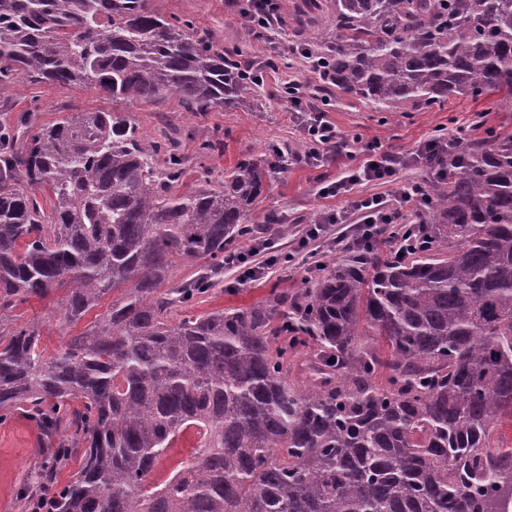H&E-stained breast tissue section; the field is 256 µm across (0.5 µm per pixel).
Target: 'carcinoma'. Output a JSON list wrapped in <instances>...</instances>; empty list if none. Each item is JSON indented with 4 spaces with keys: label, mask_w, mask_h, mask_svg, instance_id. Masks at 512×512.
<instances>
[{
    "label": "carcinoma",
    "mask_w": 512,
    "mask_h": 512,
    "mask_svg": "<svg viewBox=\"0 0 512 512\" xmlns=\"http://www.w3.org/2000/svg\"><path fill=\"white\" fill-rule=\"evenodd\" d=\"M289 19L320 79L380 111L512 105V0H303ZM92 85L110 112L0 134V310L64 291L49 357L35 323L0 336V420L22 406L77 456L56 512H505L512 446V133L456 140L427 186L430 245H354L296 292L169 312L224 273V250L280 161L244 155L177 194L180 143L143 148L123 108L242 107L236 61L151 0H0V89ZM50 191L44 213L29 190ZM212 265L167 288L173 258ZM194 453L150 486L180 435Z\"/></svg>",
    "instance_id": "carcinoma-1"
}]
</instances>
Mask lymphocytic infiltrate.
Wrapping results in <instances>:
<instances>
[{"label": "lymphocytic infiltrate", "instance_id": "lymphocytic-infiltrate-1", "mask_svg": "<svg viewBox=\"0 0 512 512\" xmlns=\"http://www.w3.org/2000/svg\"><path fill=\"white\" fill-rule=\"evenodd\" d=\"M248 9L244 15L248 32L276 46L279 32L275 19L279 13L280 0H246ZM363 162L320 190L326 198L347 197V204L338 210L321 213L307 225L299 239L300 245L320 239L333 225H353L357 243L370 247H385L392 254L402 252L405 244L421 245L425 242L426 227L418 220V213L427 205L426 186L415 181H400L398 169L390 158L381 153L378 145L363 148ZM380 182L394 185L391 197L379 195L350 197L353 184ZM275 257H261L258 247L247 250H232L224 255L225 269L236 272L240 281H255L263 278L276 265Z\"/></svg>", "mask_w": 512, "mask_h": 512}]
</instances>
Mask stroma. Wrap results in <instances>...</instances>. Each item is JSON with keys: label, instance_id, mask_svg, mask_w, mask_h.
Masks as SVG:
<instances>
[{"label": "stroma", "instance_id": "stroma-1", "mask_svg": "<svg viewBox=\"0 0 512 512\" xmlns=\"http://www.w3.org/2000/svg\"><path fill=\"white\" fill-rule=\"evenodd\" d=\"M167 17L186 21L191 32L212 35L220 51L233 56L266 59L268 47L253 39L243 26L235 0H152ZM309 30L285 28L278 43L275 68L266 70L257 99L251 107L211 108L204 112H188L178 99L140 103L129 113L138 129L142 146L153 149L168 138H178L187 159V173L175 186L176 192L192 189L198 181L223 179L224 173L242 155L262 147L288 148L302 139L301 127L306 113L297 111L281 94V84L288 79L301 82L312 107L324 109L338 133L340 148L333 158L320 166L293 160L278 166L272 173L264 199L248 221L260 225L257 245L265 256H278L271 273L258 282H239L235 273H225L221 282L186 306L188 313L205 315L230 307L248 305L266 297L272 290L295 292L305 287L314 268V260L300 248L298 239L306 222L320 213L345 206V197L324 198L322 186L335 181L363 161L362 155L346 154L345 145L379 144L381 152L397 163L404 180L429 182L433 170L413 164L411 154L431 136L456 133L466 127L476 134V113H483L485 126L512 133V107L497 112L487 109L486 102L459 100L444 108L412 112H381L358 97L336 88L320 89L305 59L292 49L308 38ZM6 110H0V127L15 126L18 119L31 113L36 126L53 123L65 112H108L112 100L89 86L14 84L4 94ZM288 225V237L277 235L281 225ZM38 323L40 346L52 355L76 335V328H63L61 308L54 301L30 300L12 310L0 312V335L17 324ZM46 441L26 410L13 411L0 421V512H27V501L21 496L26 486L35 481V473L46 458Z\"/></svg>", "mask_w": 512, "mask_h": 512}]
</instances>
